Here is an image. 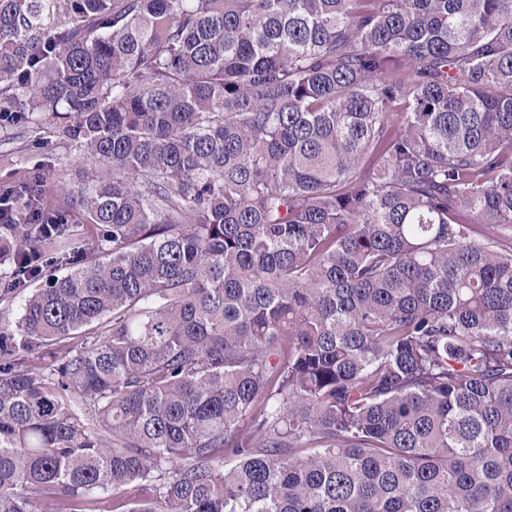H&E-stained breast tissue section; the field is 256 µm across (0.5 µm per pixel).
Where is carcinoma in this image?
Segmentation results:
<instances>
[{
	"mask_svg": "<svg viewBox=\"0 0 512 512\" xmlns=\"http://www.w3.org/2000/svg\"><path fill=\"white\" fill-rule=\"evenodd\" d=\"M13 128L0 512H512V0H0ZM10 137V140L3 141L0 130V177L11 174L18 178L25 173L26 167H31L42 157L28 146L29 138L23 131L14 132Z\"/></svg>",
	"mask_w": 512,
	"mask_h": 512,
	"instance_id": "carcinoma-1",
	"label": "carcinoma"
}]
</instances>
